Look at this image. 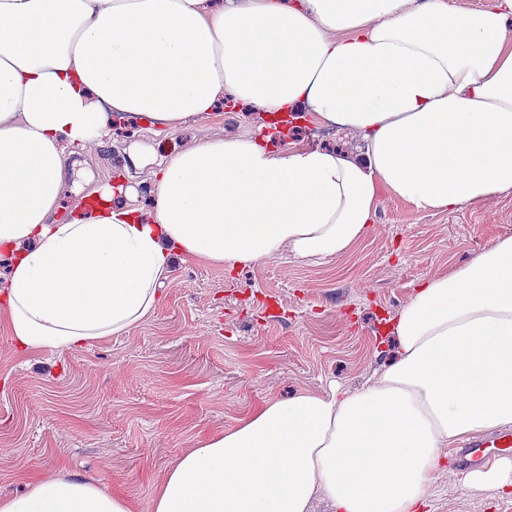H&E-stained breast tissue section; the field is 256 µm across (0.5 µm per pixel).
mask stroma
<instances>
[{
  "label": "stroma",
  "instance_id": "1",
  "mask_svg": "<svg viewBox=\"0 0 512 512\" xmlns=\"http://www.w3.org/2000/svg\"><path fill=\"white\" fill-rule=\"evenodd\" d=\"M257 121L244 107L221 124L191 121L169 136L128 124L110 145L71 156L64 197L86 180L137 176L186 146ZM286 140L355 145L338 128L307 122L291 126ZM510 234L512 190L452 212L386 196L369 234L346 255L316 261L283 252L232 272L178 265L151 319L81 349L17 353L0 315V497L65 473L151 512L176 458L262 400L322 393L334 382L366 385L394 348L387 319L420 282ZM427 499V512H512V496L466 486L450 459Z\"/></svg>",
  "mask_w": 512,
  "mask_h": 512
}]
</instances>
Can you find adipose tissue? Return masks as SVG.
<instances>
[{"label": "adipose tissue", "mask_w": 512, "mask_h": 512, "mask_svg": "<svg viewBox=\"0 0 512 512\" xmlns=\"http://www.w3.org/2000/svg\"><path fill=\"white\" fill-rule=\"evenodd\" d=\"M262 122L60 200L68 158L138 118ZM333 124L358 154L273 148ZM512 190V0H0V313L16 351L68 350L155 313L176 263L347 254L382 195L453 210ZM396 357L357 390L270 397L179 456L152 512H425L444 449L512 427V235L421 283ZM0 512H135L68 475Z\"/></svg>", "instance_id": "obj_1"}]
</instances>
